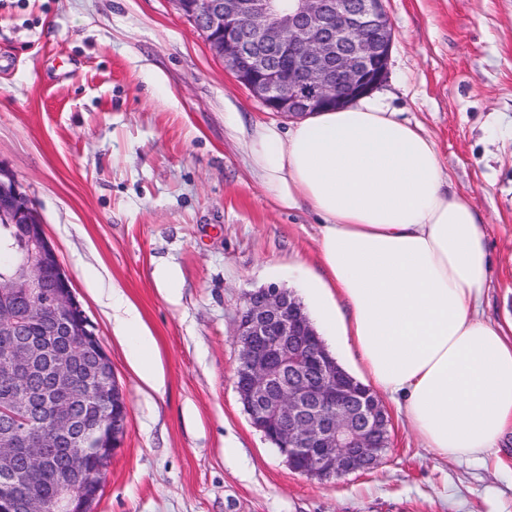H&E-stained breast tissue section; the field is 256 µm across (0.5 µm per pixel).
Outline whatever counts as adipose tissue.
Listing matches in <instances>:
<instances>
[{
    "label": "adipose tissue",
    "mask_w": 512,
    "mask_h": 512,
    "mask_svg": "<svg viewBox=\"0 0 512 512\" xmlns=\"http://www.w3.org/2000/svg\"><path fill=\"white\" fill-rule=\"evenodd\" d=\"M242 134L275 201L318 219L321 264L336 290L324 318L357 352L365 381L438 456H493L512 427V335L479 316L488 227L449 190L432 137L369 97ZM112 318L134 339L143 385L161 392L152 336L117 290Z\"/></svg>",
    "instance_id": "obj_1"
}]
</instances>
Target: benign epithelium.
Returning <instances> with one entry per match:
<instances>
[{
	"label": "benign epithelium",
	"instance_id": "obj_1",
	"mask_svg": "<svg viewBox=\"0 0 512 512\" xmlns=\"http://www.w3.org/2000/svg\"><path fill=\"white\" fill-rule=\"evenodd\" d=\"M238 83L268 109L290 118L351 103L386 79L393 32L384 0H174ZM0 223L19 230L20 281L42 324L52 332L75 328L67 351L49 340L23 337L11 288L0 282V512H90L101 483L75 492L63 483L50 496L19 495L34 471L67 448V470L81 475L88 457L110 458L123 444L128 407L112 361L78 301L71 279L45 236L43 219L16 176L0 163ZM234 342L240 370L235 386L252 425L291 467L346 474L371 468L380 457L386 421L371 392L348 412L326 408L353 399V386L336 378L317 331L288 291L271 284L247 294ZM93 391L111 411L92 434L72 413Z\"/></svg>",
	"mask_w": 512,
	"mask_h": 512
}]
</instances>
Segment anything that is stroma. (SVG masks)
Here are the masks:
<instances>
[{
	"mask_svg": "<svg viewBox=\"0 0 512 512\" xmlns=\"http://www.w3.org/2000/svg\"><path fill=\"white\" fill-rule=\"evenodd\" d=\"M388 73L374 95L435 141L452 191L492 227L486 320L512 322V0H386ZM288 124L240 85L172 0H0V163L112 360L124 442L93 512H512L500 465L437 456L387 407L373 469L318 479L255 430L232 341L247 292H291L318 321L317 219L279 207L237 125ZM169 269L168 297L156 273ZM122 288L165 380L147 396L117 337Z\"/></svg>",
	"mask_w": 512,
	"mask_h": 512,
	"instance_id": "1",
	"label": "stroma"
}]
</instances>
